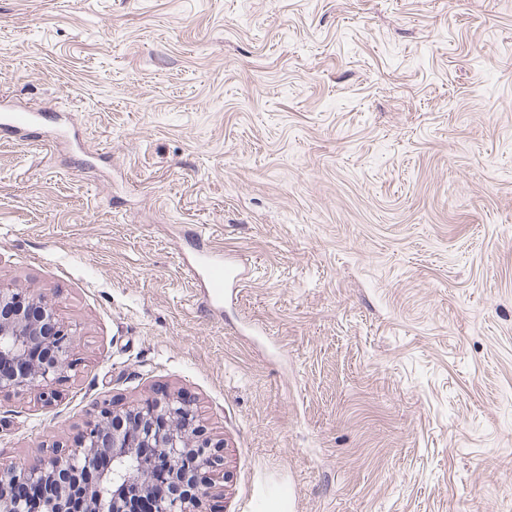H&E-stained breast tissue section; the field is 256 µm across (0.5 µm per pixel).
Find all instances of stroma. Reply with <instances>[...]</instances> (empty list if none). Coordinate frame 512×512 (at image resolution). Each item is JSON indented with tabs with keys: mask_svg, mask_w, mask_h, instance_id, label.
Instances as JSON below:
<instances>
[{
	"mask_svg": "<svg viewBox=\"0 0 512 512\" xmlns=\"http://www.w3.org/2000/svg\"><path fill=\"white\" fill-rule=\"evenodd\" d=\"M4 107L0 281L79 342L0 463L179 392L209 512H512V0H0ZM204 256L200 263L206 271L209 288H211V300L219 301L224 297V288L237 284L241 281L243 274L248 268L247 262L242 258L235 262L228 263L220 255H213L205 248Z\"/></svg>",
	"mask_w": 512,
	"mask_h": 512,
	"instance_id": "35a3bbf8",
	"label": "stroma"
}]
</instances>
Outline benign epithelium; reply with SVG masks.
<instances>
[{
  "mask_svg": "<svg viewBox=\"0 0 512 512\" xmlns=\"http://www.w3.org/2000/svg\"><path fill=\"white\" fill-rule=\"evenodd\" d=\"M77 329L56 305L31 290L0 283V392L35 393L50 404L56 385L76 366ZM221 445L199 425L193 402L179 393L148 396L120 411L103 402L72 447L23 463L0 466V512H201L222 465ZM111 466L87 485L101 456Z\"/></svg>",
  "mask_w": 512,
  "mask_h": 512,
  "instance_id": "obj_1",
  "label": "benign epithelium"
}]
</instances>
